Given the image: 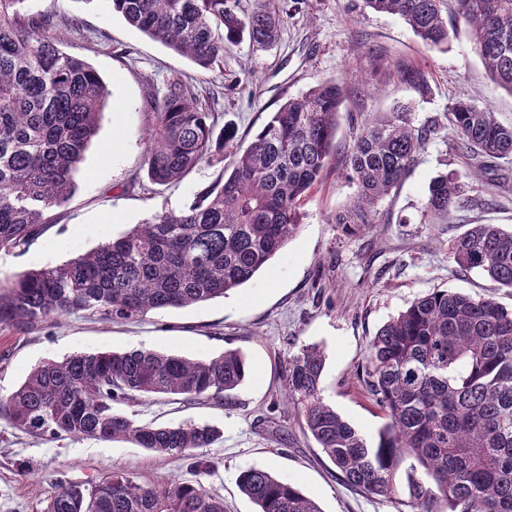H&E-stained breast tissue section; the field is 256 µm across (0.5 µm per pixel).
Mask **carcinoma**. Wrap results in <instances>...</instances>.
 <instances>
[{
	"label": "carcinoma",
	"instance_id": "obj_1",
	"mask_svg": "<svg viewBox=\"0 0 512 512\" xmlns=\"http://www.w3.org/2000/svg\"><path fill=\"white\" fill-rule=\"evenodd\" d=\"M26 0H0V249L26 248L52 226V213L76 192L75 173L97 135L109 90L87 62L61 49L48 21L24 14ZM259 0H112L113 12L167 48L212 71L224 50L243 39L277 42L288 4ZM403 19L428 47L448 43L445 0H363ZM472 29L492 79L512 91V0H454ZM423 94L420 70L400 68ZM345 98L331 77L289 97L270 114L232 168L195 200L162 211L119 238L64 264L0 275V325L34 330L85 312L112 321L185 308L222 298L249 282L300 228L299 208L336 152ZM143 166L149 181L167 186L202 164L224 161L236 130H216L218 116L193 84L176 75L149 98ZM457 147L474 171L492 176L493 163L512 159V125L491 107L458 101L448 109ZM414 127L406 109L386 112L357 137L347 155L357 187L333 223L354 235L375 223L378 205L395 190L437 132ZM465 206L453 172L428 185L427 213L446 218ZM458 268L512 289V229L473 224L448 242ZM326 357L303 345L288 366V397L308 432L344 483L393 498L406 473L416 512H512V310L490 298L448 289L413 301L370 341L366 388L386 416L377 437L355 429L322 396ZM244 357L187 359L151 349L77 353L33 368L5 400L0 415L47 440L127 441L187 462L192 478L147 486L114 471L96 482L72 483L47 498L42 512H224L201 476L217 465L202 449L222 432L213 425L139 424L114 404L136 396L217 399L245 380ZM435 488L416 479L418 469ZM238 487L257 512H321L317 502L271 469L250 466Z\"/></svg>",
	"mask_w": 512,
	"mask_h": 512
}]
</instances>
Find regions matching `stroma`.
I'll list each match as a JSON object with an SVG mask.
<instances>
[{
    "label": "stroma",
    "instance_id": "obj_1",
    "mask_svg": "<svg viewBox=\"0 0 512 512\" xmlns=\"http://www.w3.org/2000/svg\"><path fill=\"white\" fill-rule=\"evenodd\" d=\"M26 12L48 17L63 50L90 63L110 96L78 166L70 205L27 248L0 250V274L72 260L154 213L181 208L218 179L221 166L203 165L167 187L148 182L142 168L148 100L154 85L166 78L187 76L201 94L211 95L223 122L236 127V140L224 146L228 163L286 98L335 76L346 82L349 95L340 110L336 155L300 207L298 233L250 282L225 297L152 312L133 323L79 312L32 332L0 326V399L37 364L77 352L154 349L199 359L237 350L250 373L222 402L141 399L117 408L140 423L220 427L222 438L206 450L218 468L203 483L223 498L225 512H255L236 483L249 466L271 468L322 512H413L405 479H398L391 499L340 481L285 385L295 346L321 347L324 397L358 431L375 437L386 418L357 370L369 359L372 337L391 317L416 298L446 288L489 296L512 309V290L478 272L460 271L448 251L449 239L470 225L512 226V161L499 164V188L473 177L446 118L454 102L470 99L512 124V93L489 77L468 26L449 18L447 45L430 49L402 19L372 12L362 0H301L272 47L246 41L229 46L221 70L204 71L128 25L113 12L111 0H28ZM74 18L80 29L71 32L67 22ZM402 67L422 70L428 92L403 82ZM400 105L408 107L414 126L436 120L441 128L381 203L376 224L345 234L332 217L356 191L347 177L346 151L362 124ZM446 170L459 174L472 205L442 223L425 207L430 180ZM115 470L146 485L188 476L182 462L126 441H48L0 418V512H41L44 500L60 487L95 482Z\"/></svg>",
    "mask_w": 512,
    "mask_h": 512
}]
</instances>
